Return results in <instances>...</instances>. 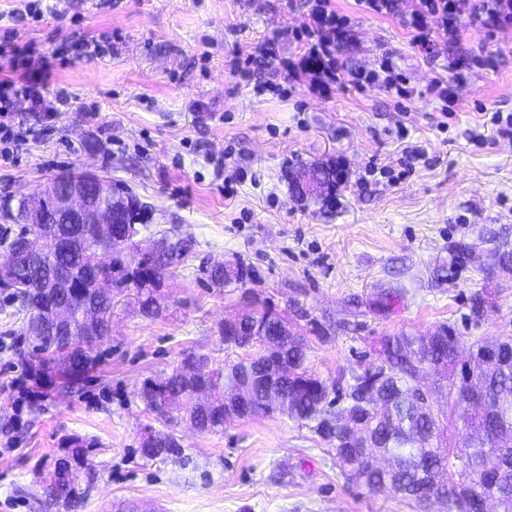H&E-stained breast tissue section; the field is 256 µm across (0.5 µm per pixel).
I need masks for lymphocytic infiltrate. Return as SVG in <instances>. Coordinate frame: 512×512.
Wrapping results in <instances>:
<instances>
[{
  "label": "lymphocytic infiltrate",
  "mask_w": 512,
  "mask_h": 512,
  "mask_svg": "<svg viewBox=\"0 0 512 512\" xmlns=\"http://www.w3.org/2000/svg\"><path fill=\"white\" fill-rule=\"evenodd\" d=\"M483 19L486 27L512 25V0H415L405 25L415 43L429 49L438 41L456 38L457 19L462 15ZM281 37L295 44L296 50L279 55L274 41H266L249 53L243 64L235 65L234 74L247 81L261 68L278 64L286 73L289 91L302 90L313 95L330 97L334 90L347 86L363 90L372 85L399 98L412 97L408 79L397 73L391 58L380 57L373 67L348 74L340 61L342 51L353 45V23L340 14L333 0H312L302 29L282 32ZM0 57L25 61V71L17 78L0 80V104L29 102L33 109L50 111L64 103V90L51 81L52 62L47 53L34 52L25 45L0 46Z\"/></svg>",
  "instance_id": "f902f5d3"
}]
</instances>
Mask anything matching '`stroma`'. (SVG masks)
Returning a JSON list of instances; mask_svg holds the SVG:
<instances>
[{
	"instance_id": "obj_1",
	"label": "stroma",
	"mask_w": 512,
	"mask_h": 512,
	"mask_svg": "<svg viewBox=\"0 0 512 512\" xmlns=\"http://www.w3.org/2000/svg\"><path fill=\"white\" fill-rule=\"evenodd\" d=\"M27 0H0V44L30 42L55 53V83L67 94L52 130L0 162V201L34 191L63 172H92L154 209L135 238L149 250L160 235L187 239L188 254L163 285L162 313L142 315L133 296L112 309L99 363L71 391L31 388L23 313L0 288V512H445L348 480L327 440L278 415L227 419L201 433L181 418L170 430L179 453L148 460L147 432L162 429L139 395L144 380L189 355L208 369L247 358L226 345L224 320L272 308L307 337L309 367L329 381L378 360L382 337L448 325L465 344L512 336V136L489 117L512 113V25L495 30L466 17L457 39L426 52L399 14L370 16L335 0L352 18L348 72L391 54L418 95L403 102L369 86L331 98L259 91L233 73L275 32L299 28L304 0H51L42 19L15 22ZM112 39L105 59H75L70 37ZM494 56L491 70L476 57ZM463 61L464 84L449 116L426 91ZM427 150L413 174L354 182L369 159L399 169L402 143ZM348 162L336 203L300 193L302 174ZM255 181L225 195L236 168ZM244 264L245 283L209 286L206 269ZM492 306L473 318L475 296ZM86 442L74 456L69 442ZM73 457L83 494L70 505L46 496L56 461Z\"/></svg>"
}]
</instances>
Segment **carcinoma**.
<instances>
[{
  "label": "carcinoma",
  "instance_id": "cac0c4a2",
  "mask_svg": "<svg viewBox=\"0 0 512 512\" xmlns=\"http://www.w3.org/2000/svg\"><path fill=\"white\" fill-rule=\"evenodd\" d=\"M151 210L138 198L131 204H112L111 236L103 238L94 228L80 229L78 224H24L25 235L59 237L72 241L67 252L48 250L32 256L30 268L14 274L10 266L17 250L16 237L4 239V254L0 256V277L23 282L13 291V298L25 311L24 333L30 346L27 368L36 382L40 374L53 378L51 385L61 388L76 383L95 364L99 349L111 335L112 297L95 288L93 255L100 248L128 252V266L121 277L113 280L115 290L133 287L141 312L152 317L159 314L152 290L168 276L172 260L188 251L183 241L158 240L152 253L135 254L134 237L137 225L147 224ZM66 266L73 272L70 281L51 280L53 268ZM247 272L239 266L229 272L222 268L208 270L212 286L222 288L235 281L245 282ZM50 288L59 303L70 310L72 336H82L88 321L95 320L94 335L86 337V347L75 351L71 336L52 329L49 314L35 308L30 300ZM250 322L261 331L273 330L278 341L271 343L277 362L288 365V373L279 377L283 387L273 390L278 399L255 389L247 394L252 415L281 414L301 425H307L321 437L335 442V454L342 473L362 483L373 494H399L417 502L435 501L448 512H485L487 499L512 512V336L497 340L499 359L478 374L480 398H468L465 385L458 378V345L460 337L443 325L426 336L400 332L382 341L381 362L361 372L338 373L328 383L307 367V344L293 331L288 319L266 309L248 315ZM268 356L262 351L250 359L227 363L205 379L213 402L194 403L193 391L186 381L172 372L164 377L161 390L150 388L140 393L147 409L164 411V421L174 419L173 413L191 408L201 433L224 428V382L242 379L248 367H265ZM443 368L448 372V384L421 386L425 366ZM374 390L381 405L373 412H359V420L375 447L366 450L358 443H344L341 431L327 433L321 421L328 408L337 406L335 416L360 407L365 392ZM446 400L444 417L434 414L437 399ZM460 423L468 431L469 444L456 448L447 444L448 424ZM157 451L143 457L156 459L174 453L179 445L171 433L155 435ZM49 498L68 502L77 494L76 473L63 476L59 483L48 486Z\"/></svg>",
  "mask_w": 512,
  "mask_h": 512
}]
</instances>
